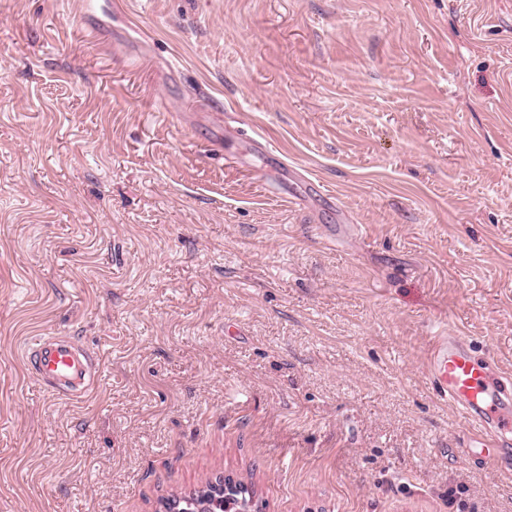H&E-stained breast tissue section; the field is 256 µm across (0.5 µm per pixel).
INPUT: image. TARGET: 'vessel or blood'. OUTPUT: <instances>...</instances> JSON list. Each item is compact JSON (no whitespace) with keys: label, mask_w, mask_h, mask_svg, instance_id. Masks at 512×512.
I'll use <instances>...</instances> for the list:
<instances>
[{"label":"vessel or blood","mask_w":512,"mask_h":512,"mask_svg":"<svg viewBox=\"0 0 512 512\" xmlns=\"http://www.w3.org/2000/svg\"><path fill=\"white\" fill-rule=\"evenodd\" d=\"M27 356L37 378L56 395L78 399L96 382L98 359L77 348L72 341L40 336ZM430 375L442 397L448 398L478 425L474 454L494 462L498 451L492 446L500 431L512 428V390L502 374L476 361L463 345L462 337L450 332L435 336L427 358Z\"/></svg>","instance_id":"obj_1"}]
</instances>
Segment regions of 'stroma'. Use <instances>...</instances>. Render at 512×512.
Segmentation results:
<instances>
[{
	"instance_id": "1",
	"label": "stroma",
	"mask_w": 512,
	"mask_h": 512,
	"mask_svg": "<svg viewBox=\"0 0 512 512\" xmlns=\"http://www.w3.org/2000/svg\"><path fill=\"white\" fill-rule=\"evenodd\" d=\"M445 329L512 375V0H0V512H512ZM27 358L37 378L58 396L78 399L95 386L98 358L68 339L39 336ZM224 491L218 493L216 496L212 494L211 490L212 486L207 487L206 489L199 490L192 495L186 497L185 507L183 512H216L224 511V499L222 500L221 496L224 495V492L229 493V489L224 484ZM222 494V495H221ZM206 504V506H205ZM222 506V508H221ZM202 508V509H199Z\"/></svg>"
}]
</instances>
